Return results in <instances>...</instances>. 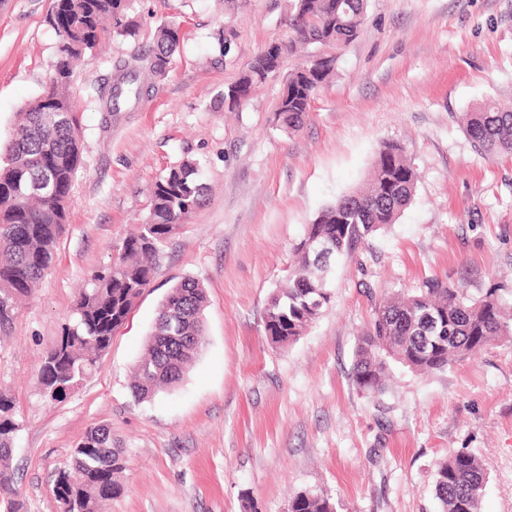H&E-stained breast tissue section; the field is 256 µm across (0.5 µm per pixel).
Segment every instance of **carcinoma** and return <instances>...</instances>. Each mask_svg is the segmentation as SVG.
Wrapping results in <instances>:
<instances>
[{
  "label": "carcinoma",
  "mask_w": 512,
  "mask_h": 512,
  "mask_svg": "<svg viewBox=\"0 0 512 512\" xmlns=\"http://www.w3.org/2000/svg\"><path fill=\"white\" fill-rule=\"evenodd\" d=\"M127 0H54L51 23L58 32L59 61L50 85L19 113L13 136L0 158V322L10 307L29 297L51 267L65 230L67 204L83 166L80 115L71 99L70 62L93 50L104 23L113 32L136 35V24L124 20ZM367 0H295L288 35L278 41V56L302 55L310 63L314 46L339 50L353 42L365 19ZM181 30L173 22L158 29L152 49L141 54L139 67L114 65L112 81L95 88L102 106L120 112L144 95L147 81L162 77L179 47ZM337 56L309 71L288 75L277 103L278 125L289 133L305 124L319 90L336 74ZM269 74L263 57L224 87L249 100ZM467 135L490 154L512 155V111L486 102L464 114ZM199 163L187 160L171 169L151 190L150 211L138 230L112 246L110 264L85 281L62 336L47 348L38 373L42 397L65 401L94 369L112 343L114 331L127 320L136 301L153 282L163 247L203 204ZM417 177L402 147L383 144L376 156L371 182L362 193L345 194L318 213L296 244L297 264L288 287L272 294L264 316V334L278 346L296 341L329 301V272L306 248L311 238L332 241L336 257H348L376 232L394 223L413 200ZM205 291L185 278L161 302L146 354L130 386L137 402L181 383L200 352L204 336ZM512 337V302L496 291L480 296L463 283L431 280L413 295L393 293L375 308L373 319L358 340L352 377L363 390L380 394L391 368L401 366L425 374L483 349L499 338ZM20 430L11 398L0 392V512H20L11 497L14 472L12 445ZM126 468L124 450L106 426L91 428L74 448L70 468L55 474L52 491L68 506L65 512H100L102 503L118 495ZM488 473L469 451H459L437 465L434 475L439 512H481ZM289 512H336L324 495L297 493Z\"/></svg>",
  "instance_id": "obj_1"
}]
</instances>
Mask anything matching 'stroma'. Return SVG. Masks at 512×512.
Here are the masks:
<instances>
[{
    "label": "stroma",
    "instance_id": "35a3bbf8",
    "mask_svg": "<svg viewBox=\"0 0 512 512\" xmlns=\"http://www.w3.org/2000/svg\"><path fill=\"white\" fill-rule=\"evenodd\" d=\"M53 0H0V147L59 59ZM293 0H129L133 38L105 34L74 64L72 98L84 169L52 267L0 326V389L21 423L13 497L23 512H61L54 474L87 429L125 449L123 490L104 512H288L300 491L337 512H437L434 473L477 455L489 473L482 512H512V339L445 370L392 368L384 393L353 381L357 341L390 293L432 279L512 294V155L478 151L463 113L512 107V0H368L358 37L303 128L274 109L297 59L236 110L222 100L248 59L281 38ZM231 48L219 54L225 21ZM179 23L165 77L129 111L103 112L95 87L117 60ZM401 144L417 175L395 224L337 261L330 300L288 346L263 318L293 248L325 206L362 187L383 143ZM204 164V204L165 244L151 288L116 330L97 370L64 402L37 386L40 355L61 335L87 275L149 212L148 189L188 159ZM206 290L202 350L183 382L135 403L129 384L158 307L184 278Z\"/></svg>",
    "mask_w": 512,
    "mask_h": 512
}]
</instances>
